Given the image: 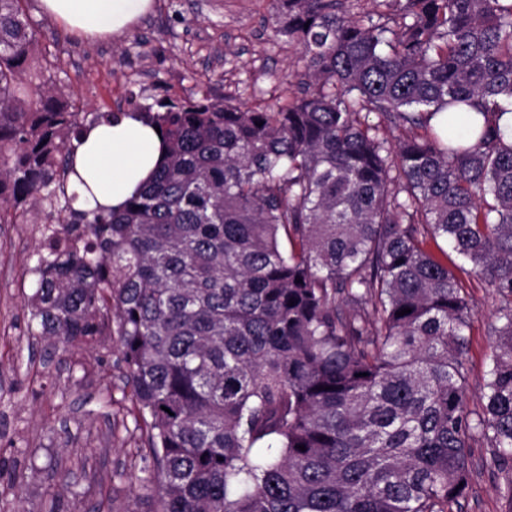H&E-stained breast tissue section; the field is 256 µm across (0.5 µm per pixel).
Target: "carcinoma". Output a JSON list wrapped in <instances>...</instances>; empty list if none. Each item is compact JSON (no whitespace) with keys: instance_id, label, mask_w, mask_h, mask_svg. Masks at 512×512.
<instances>
[{"instance_id":"carcinoma-1","label":"carcinoma","mask_w":512,"mask_h":512,"mask_svg":"<svg viewBox=\"0 0 512 512\" xmlns=\"http://www.w3.org/2000/svg\"><path fill=\"white\" fill-rule=\"evenodd\" d=\"M25 2L0 0V224L48 208L29 321L117 337L159 512H448L472 443L512 459V0H271L303 93L147 108L166 160L119 212L74 207L73 141L116 114L56 103ZM450 251L508 302L473 409Z\"/></svg>"}]
</instances>
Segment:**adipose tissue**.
<instances>
[{"instance_id": "adipose-tissue-1", "label": "adipose tissue", "mask_w": 512, "mask_h": 512, "mask_svg": "<svg viewBox=\"0 0 512 512\" xmlns=\"http://www.w3.org/2000/svg\"><path fill=\"white\" fill-rule=\"evenodd\" d=\"M151 0H41L56 20L87 35L117 34L150 7ZM76 174L70 189L76 208H121L160 164L162 138L153 126L127 115L96 125L74 141Z\"/></svg>"}]
</instances>
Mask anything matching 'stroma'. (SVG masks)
Here are the masks:
<instances>
[{
	"instance_id": "stroma-1",
	"label": "stroma",
	"mask_w": 512,
	"mask_h": 512,
	"mask_svg": "<svg viewBox=\"0 0 512 512\" xmlns=\"http://www.w3.org/2000/svg\"><path fill=\"white\" fill-rule=\"evenodd\" d=\"M28 0L40 42L60 58L54 89L84 112L141 110L159 100L218 97L249 107L286 103L306 83L297 48L273 35L269 0H152L127 31L70 33ZM26 224H0V494L14 512H156L140 453L145 424L114 337L63 351L30 335V273L39 239ZM475 316L469 396L489 369L500 298L465 277ZM489 445L471 450L461 512H512V462Z\"/></svg>"
}]
</instances>
